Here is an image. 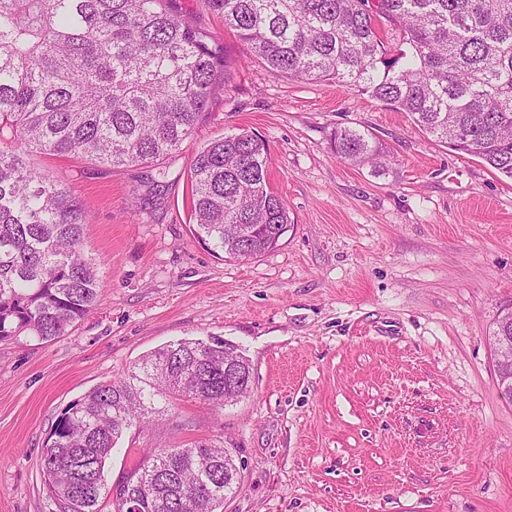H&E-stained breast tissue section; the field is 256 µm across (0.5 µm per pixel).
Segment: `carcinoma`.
I'll return each instance as SVG.
<instances>
[{
  "mask_svg": "<svg viewBox=\"0 0 512 512\" xmlns=\"http://www.w3.org/2000/svg\"><path fill=\"white\" fill-rule=\"evenodd\" d=\"M172 0H0V339L65 333L97 304V266L82 250L88 217L32 151L112 167L176 153L239 61ZM276 76L332 81L405 112L426 134L512 178V0H206ZM336 156L377 166L373 134L339 127ZM268 145L248 131L197 151L193 234L245 260L278 246L288 206L269 185ZM180 340L141 357L58 419L41 456L61 512H102L125 494L140 512H218L240 465L215 442L148 451L123 480L104 469L124 432L158 424L183 398L216 411L249 392L224 388V360L249 364L221 337Z\"/></svg>",
  "mask_w": 512,
  "mask_h": 512,
  "instance_id": "carcinoma-1",
  "label": "carcinoma"
}]
</instances>
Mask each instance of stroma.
<instances>
[{
	"instance_id": "stroma-1",
	"label": "stroma",
	"mask_w": 512,
	"mask_h": 512,
	"mask_svg": "<svg viewBox=\"0 0 512 512\" xmlns=\"http://www.w3.org/2000/svg\"><path fill=\"white\" fill-rule=\"evenodd\" d=\"M177 2L246 60L182 149L122 168L27 158L87 211L99 301L50 341L0 340V512H56L40 459L69 405L154 349L212 336L242 348L250 393L131 428L108 484L131 449L219 440L242 466L223 512H512V402L489 342L512 307V180L376 99L275 77L205 0ZM339 126L372 132L387 168L340 160ZM243 129L267 141L291 220L247 261L195 238L188 187L196 152Z\"/></svg>"
}]
</instances>
